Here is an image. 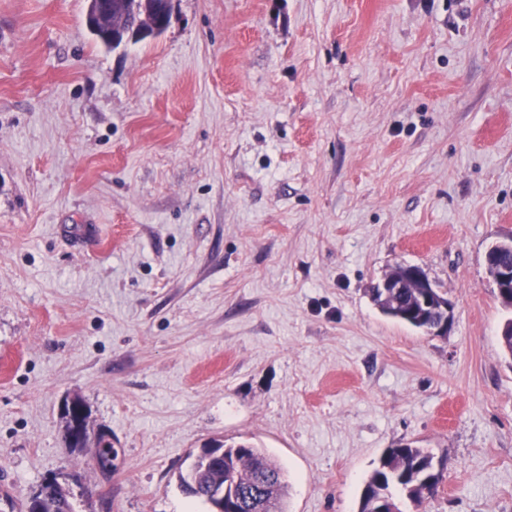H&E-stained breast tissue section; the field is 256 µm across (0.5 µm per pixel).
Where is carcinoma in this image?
Returning a JSON list of instances; mask_svg holds the SVG:
<instances>
[{
	"mask_svg": "<svg viewBox=\"0 0 512 512\" xmlns=\"http://www.w3.org/2000/svg\"><path fill=\"white\" fill-rule=\"evenodd\" d=\"M160 0H115L112 12L95 20L98 34L93 36L101 47L111 50L112 35L121 37L134 30H151L160 25ZM387 279L406 281L405 287L382 301L380 285L371 288L372 298L380 310L396 308L405 313L418 311L420 322L400 317L398 322L415 329L430 327L440 321L439 307L424 309L420 303L418 284L408 279L403 265L394 266ZM96 457L102 465L117 458L112 444L101 439L95 442ZM444 465L425 448L399 444L384 451L378 465L365 481L358 512H406L411 503L421 512L427 499L433 497L443 482ZM180 489L187 497L211 503L212 492L224 486L234 489L224 499V512H286L284 501L288 484L284 470L261 448L240 442L224 448V456L204 464L199 458L195 466L179 475ZM44 512H74L70 499L50 480L39 486Z\"/></svg>",
	"mask_w": 512,
	"mask_h": 512,
	"instance_id": "cac0c4a2",
	"label": "carcinoma"
}]
</instances>
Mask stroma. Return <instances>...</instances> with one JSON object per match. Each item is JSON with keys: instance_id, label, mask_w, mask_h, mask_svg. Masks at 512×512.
<instances>
[{"instance_id": "obj_1", "label": "stroma", "mask_w": 512, "mask_h": 512, "mask_svg": "<svg viewBox=\"0 0 512 512\" xmlns=\"http://www.w3.org/2000/svg\"><path fill=\"white\" fill-rule=\"evenodd\" d=\"M87 0H0V473L75 512H209L178 477L247 441L287 512H358L386 448L427 512H512V0H173L114 50ZM421 267L431 336L370 288ZM76 396L112 473L68 447ZM500 261L512 263V252L508 251L500 256ZM503 265L498 269L499 273L495 281L496 294L500 303L504 306L512 305V265ZM443 470L442 461L425 448H387L362 487L358 512H407V502L415 512L425 511L426 500L443 482ZM38 489L44 503L43 512H74L70 499L51 479L45 480Z\"/></svg>"}]
</instances>
